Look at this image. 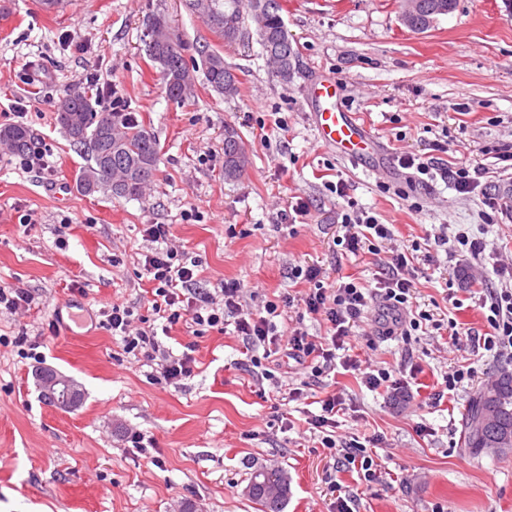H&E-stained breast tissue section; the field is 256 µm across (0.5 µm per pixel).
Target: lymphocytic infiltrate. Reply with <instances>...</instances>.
Here are the masks:
<instances>
[{"label": "lymphocytic infiltrate", "instance_id": "lymphocytic-infiltrate-1", "mask_svg": "<svg viewBox=\"0 0 512 512\" xmlns=\"http://www.w3.org/2000/svg\"><path fill=\"white\" fill-rule=\"evenodd\" d=\"M144 233L153 244L151 252L145 254L142 270L151 285V311L162 319V327L148 324L146 317H135L130 307L110 304L106 310V325L113 335L119 336L123 351L140 355L144 350H156L157 335L170 332L173 326L191 318L197 335L208 332H223L234 326L242 336L246 352L251 355L253 367L263 363H279L291 358L301 370L320 376L326 369L341 365L344 370L356 371L362 383L371 390H396L409 386L410 380L403 372L385 368L378 364H361L357 356L345 353L355 327L361 326L369 316L374 300H381L382 315L389 318V327L383 335L399 333L410 338L423 323L433 329L446 330L452 345L469 341L474 346L501 356L512 351V265L500 259H488L486 243L482 238L470 235L461 228L455 234L438 233L434 237L436 246L452 245L453 249L467 251L478 266H492L501 281L500 287L487 288L480 306L486 309L487 332L479 336L461 334L456 320L433 318L429 312L410 314L409 304L415 294L416 254L409 251L393 252L385 261L375 280L374 287H364L356 277H337L327 280L322 266L312 263L295 267L293 276L300 280L299 295H281L267 300L263 309L249 310L241 304L240 281H224L219 293H211L198 285V279L185 251L169 247L170 227L166 224H148ZM389 225L380 223L368 212L359 211L345 215L340 234L334 235L333 245L343 251L357 255L361 252L379 254L384 242L393 238ZM303 305L308 314L320 317L327 325L322 336L309 335L303 328H287L279 332L276 320L285 308L293 304ZM347 405L340 397L330 394L321 402L320 414L309 417L312 429L321 431L324 448L336 451V463L355 464L366 448L362 443H337L331 434L336 426V417L346 411Z\"/></svg>", "mask_w": 512, "mask_h": 512}]
</instances>
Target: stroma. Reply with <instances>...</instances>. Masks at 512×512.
<instances>
[{
    "instance_id": "35a3bbf8",
    "label": "stroma",
    "mask_w": 512,
    "mask_h": 512,
    "mask_svg": "<svg viewBox=\"0 0 512 512\" xmlns=\"http://www.w3.org/2000/svg\"><path fill=\"white\" fill-rule=\"evenodd\" d=\"M280 3L297 50L286 80L257 34L225 45L187 0H63L54 12L40 0H0V127L26 126L56 168L49 177L0 151V280L29 289L36 304L0 313V512H178L187 500L199 512H256L244 490L260 466L287 471L284 512H336L335 482L355 493L353 512H512V451L475 455L459 442L468 406L512 372L511 357L453 346L434 329L406 341L357 328L350 344L360 359L415 370L398 396L340 368L310 376L292 359L265 376L245 365L234 332L201 337L179 325L159 336L160 349L178 355L191 346L196 361L190 377L170 384L158 382L156 362L124 353L106 326L107 303L147 312V224L170 225L173 245L200 262V287L239 280L253 310L300 290L293 269L312 261L373 284L379 256L330 249L344 215L358 209L393 225L402 251L463 224L488 249L512 253V210L482 223L480 192L416 179L396 160L407 151L434 158L437 142L444 162L496 171L491 193L512 191L501 161L512 152V0H457L422 33L401 24L399 0ZM157 14L187 58L204 43L221 51L241 78L235 97L201 84L184 102L167 97L147 55ZM323 74L337 78L341 109L378 138L375 153L351 159L319 143L306 88ZM92 77L149 121L160 143L157 177L142 198L85 196L75 185L85 159L55 106ZM228 126L251 155L234 180L224 177ZM293 202L308 216L288 229L280 213ZM193 206L199 217L186 219ZM416 275L420 309L485 330L477 290L498 286L492 270L434 246ZM23 332L40 360L10 346ZM467 361L478 381L433 402L444 375ZM46 367L82 387L81 406L65 412L41 399L35 375ZM329 394L351 407L338 438L381 436L371 470L334 471L310 433L306 419Z\"/></svg>"
}]
</instances>
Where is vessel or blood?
<instances>
[{"instance_id":"b4317fda","label":"vessel or blood","mask_w":512,"mask_h":512,"mask_svg":"<svg viewBox=\"0 0 512 512\" xmlns=\"http://www.w3.org/2000/svg\"><path fill=\"white\" fill-rule=\"evenodd\" d=\"M307 96L316 108L318 139L323 145L341 147L352 157L361 156L367 147L375 146L367 126L338 107L335 78H316L309 84Z\"/></svg>"}]
</instances>
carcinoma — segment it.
<instances>
[{
  "instance_id": "1",
  "label": "carcinoma",
  "mask_w": 512,
  "mask_h": 512,
  "mask_svg": "<svg viewBox=\"0 0 512 512\" xmlns=\"http://www.w3.org/2000/svg\"><path fill=\"white\" fill-rule=\"evenodd\" d=\"M413 24L426 31L440 16L438 9L448 0H415ZM192 8L227 44L248 34L245 16L255 25L258 39L277 73L290 78L297 50L288 37L281 15L280 0H191ZM237 20L238 34L224 36V20ZM148 55L160 65L168 97L186 100L195 86V68L185 58L186 44L176 36L163 15L152 17L149 25ZM204 83L226 98L239 92V81L231 77L233 67L224 56L205 44L197 48ZM117 108L107 113L95 108L88 93L75 89L56 106L57 122L74 145L86 155V164L76 174V186L83 195L103 193L116 198L138 199L150 186L158 171L159 144L154 133L136 113L128 111L120 99ZM0 143L17 154H28L34 143L23 125L0 128ZM250 152L236 130L224 129V178L234 179L249 165ZM463 445L469 452H506L512 449V373L504 372L483 390L470 405L463 419ZM248 498L260 512H283L290 493L288 473L279 468L255 469L247 484Z\"/></svg>"
}]
</instances>
